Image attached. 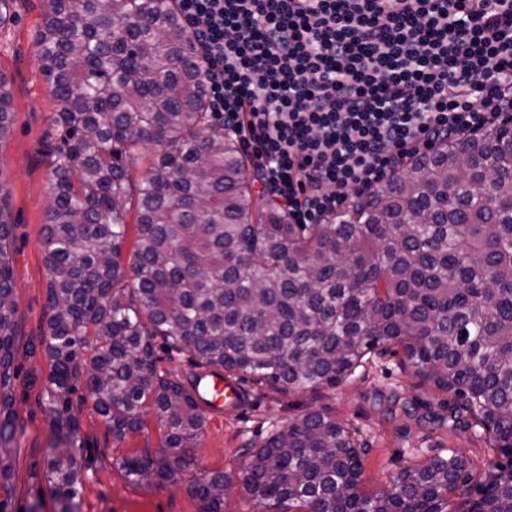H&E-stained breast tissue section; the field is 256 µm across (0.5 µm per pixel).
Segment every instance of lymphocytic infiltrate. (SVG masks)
Instances as JSON below:
<instances>
[{"instance_id": "obj_1", "label": "lymphocytic infiltrate", "mask_w": 512, "mask_h": 512, "mask_svg": "<svg viewBox=\"0 0 512 512\" xmlns=\"http://www.w3.org/2000/svg\"><path fill=\"white\" fill-rule=\"evenodd\" d=\"M209 110L293 223L512 122V0H178Z\"/></svg>"}]
</instances>
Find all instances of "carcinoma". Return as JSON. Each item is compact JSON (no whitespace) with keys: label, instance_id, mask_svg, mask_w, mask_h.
<instances>
[{"label":"carcinoma","instance_id":"cac0c4a2","mask_svg":"<svg viewBox=\"0 0 512 512\" xmlns=\"http://www.w3.org/2000/svg\"><path fill=\"white\" fill-rule=\"evenodd\" d=\"M41 72L60 110L48 144L43 244L51 311L39 337L54 442L43 474L61 512H81L89 470L72 397L84 391L118 438L149 409L154 454L117 458L132 482L190 474L224 512L222 472L197 474L208 374L286 393L334 388L378 349L402 350L420 383L448 394L489 439L479 461L447 448L366 493L345 423L313 410L243 449L239 482L272 512H512V126L415 155L352 209L293 224L254 196L248 159L208 112L195 41L176 0H43ZM0 75V139L12 116ZM149 166L132 186L143 152ZM0 186V512H11L18 308ZM134 212L129 268L121 264ZM196 357L188 381L157 367L153 341Z\"/></svg>","mask_w":512,"mask_h":512}]
</instances>
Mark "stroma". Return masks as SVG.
<instances>
[{
	"label": "stroma",
	"instance_id": "35a3bbf8",
	"mask_svg": "<svg viewBox=\"0 0 512 512\" xmlns=\"http://www.w3.org/2000/svg\"><path fill=\"white\" fill-rule=\"evenodd\" d=\"M13 12V19L0 26V73L7 76L13 94L9 134L0 140V188L7 194L18 306V430L10 501L12 512H29L33 506L39 512H58L42 468V458L53 443L40 397L49 367L43 349L28 348L29 340L46 330L51 314L43 236L51 171L46 145L54 133L49 118L57 104L37 63L35 34L43 23L40 0H15ZM238 384L244 401L222 415H208L195 448L201 469L224 472L229 479V512L254 510L238 483L243 448L260 444L274 428L315 409L326 410L357 431L366 450L369 491L386 487L389 477L409 461H423L441 449L457 448L469 456L488 451L485 440L468 428L466 415L451 414L445 394L421 385L397 355L371 356L344 383L317 392L283 394L248 377ZM74 411L90 458L82 512H203L189 480L132 483L113 466V458L161 448L163 431L153 414H145L142 430L117 438L95 412L92 400H75Z\"/></svg>",
	"mask_w": 512,
	"mask_h": 512
}]
</instances>
